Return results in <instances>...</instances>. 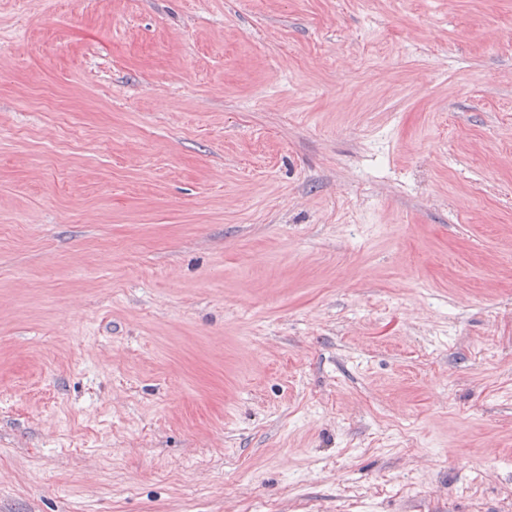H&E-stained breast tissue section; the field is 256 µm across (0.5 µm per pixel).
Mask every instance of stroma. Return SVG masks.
Instances as JSON below:
<instances>
[{
	"instance_id": "35a3bbf8",
	"label": "stroma",
	"mask_w": 512,
	"mask_h": 512,
	"mask_svg": "<svg viewBox=\"0 0 512 512\" xmlns=\"http://www.w3.org/2000/svg\"><path fill=\"white\" fill-rule=\"evenodd\" d=\"M512 512V0H0V512Z\"/></svg>"
}]
</instances>
